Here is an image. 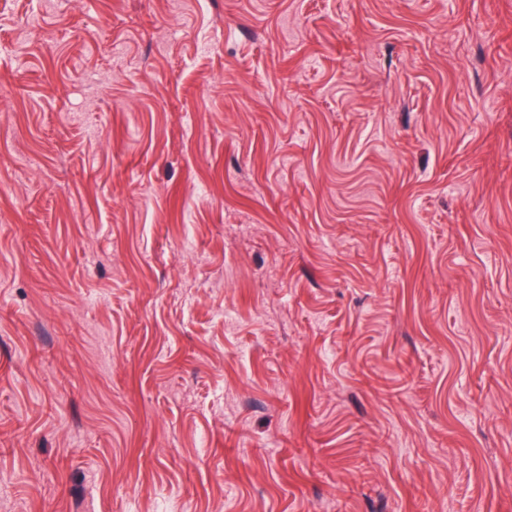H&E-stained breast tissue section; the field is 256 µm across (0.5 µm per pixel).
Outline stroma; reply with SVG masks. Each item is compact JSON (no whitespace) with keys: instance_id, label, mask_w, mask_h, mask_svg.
<instances>
[{"instance_id":"35a3bbf8","label":"stroma","mask_w":512,"mask_h":512,"mask_svg":"<svg viewBox=\"0 0 512 512\" xmlns=\"http://www.w3.org/2000/svg\"><path fill=\"white\" fill-rule=\"evenodd\" d=\"M0 512H512V0H0Z\"/></svg>"}]
</instances>
